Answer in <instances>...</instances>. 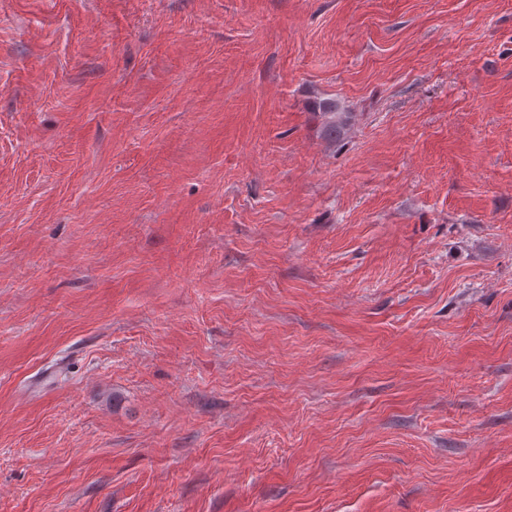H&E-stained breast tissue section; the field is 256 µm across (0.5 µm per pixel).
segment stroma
<instances>
[{
  "instance_id": "obj_1",
  "label": "stroma",
  "mask_w": 512,
  "mask_h": 512,
  "mask_svg": "<svg viewBox=\"0 0 512 512\" xmlns=\"http://www.w3.org/2000/svg\"><path fill=\"white\" fill-rule=\"evenodd\" d=\"M0 512H512V0H0Z\"/></svg>"
}]
</instances>
